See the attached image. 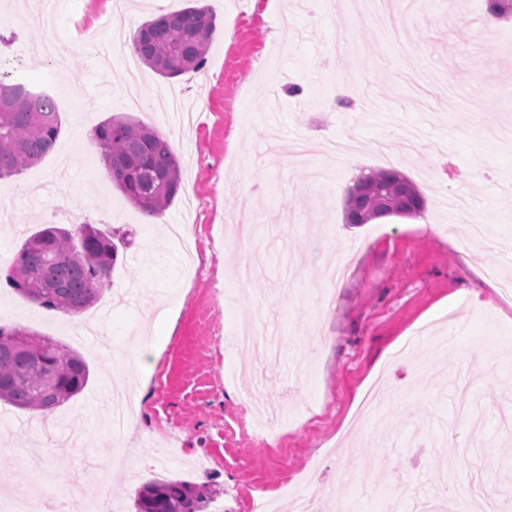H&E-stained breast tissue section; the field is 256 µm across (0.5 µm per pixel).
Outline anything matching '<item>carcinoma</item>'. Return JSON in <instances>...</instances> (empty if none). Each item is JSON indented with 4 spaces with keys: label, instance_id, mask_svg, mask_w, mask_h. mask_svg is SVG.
Segmentation results:
<instances>
[{
    "label": "carcinoma",
    "instance_id": "obj_1",
    "mask_svg": "<svg viewBox=\"0 0 512 512\" xmlns=\"http://www.w3.org/2000/svg\"><path fill=\"white\" fill-rule=\"evenodd\" d=\"M216 18L205 6L159 15L136 32L134 51L163 78L202 69ZM61 130L54 99L36 98L27 84L0 71V179L37 164L54 147ZM112 181L143 213L160 217L181 188L178 157L154 130L129 117H112L92 129ZM362 193L348 196L347 224H367L384 216L410 217L425 208L415 183L393 168L362 174ZM404 189L407 204L381 212L380 197ZM115 235L90 224L71 231L47 226L22 244L7 280L24 299L80 315L97 303L119 255ZM90 369L75 351L25 328L0 327V401L48 413L79 395ZM219 492L182 479L149 480L138 489L135 512H203Z\"/></svg>",
    "mask_w": 512,
    "mask_h": 512
}]
</instances>
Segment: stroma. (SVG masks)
Listing matches in <instances>:
<instances>
[{
    "label": "stroma",
    "mask_w": 512,
    "mask_h": 512,
    "mask_svg": "<svg viewBox=\"0 0 512 512\" xmlns=\"http://www.w3.org/2000/svg\"><path fill=\"white\" fill-rule=\"evenodd\" d=\"M45 19L26 0H0V35L24 42L0 59L28 83H57L61 132L36 166L0 179V326H22L79 352L86 388L51 412L0 403V495L48 478L59 495L131 512L139 482L183 478L220 490L230 512L256 494L289 507V481L319 477V512H472L475 464L496 461L494 488L512 500V20L485 31V0H416L374 13L363 0H203L216 30L202 70L164 79L141 68L126 83L122 36L189 0H58ZM141 120L182 162V192L150 222L113 185L77 113ZM284 142L359 140L397 153V170L426 198L414 217L344 221L347 189L381 168L378 152L348 163L293 166L267 152ZM259 229L231 244L242 198ZM466 205L495 247H461ZM57 212L128 246L99 302L81 315L35 310L6 275L24 240ZM186 225L184 253L163 227ZM256 275L232 277L241 263ZM350 265L332 305L329 270ZM247 290L252 303L238 301ZM246 318L286 337L281 357L233 348ZM141 358L144 374L128 362ZM395 386L373 418L353 412L369 385ZM130 382L136 407L113 461L110 386Z\"/></svg>",
    "instance_id": "35a3bbf8"
}]
</instances>
